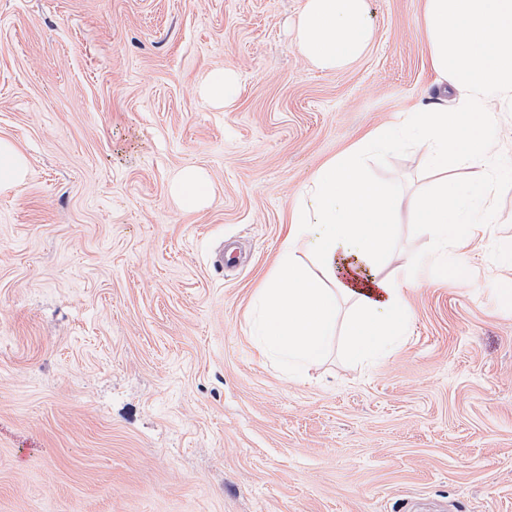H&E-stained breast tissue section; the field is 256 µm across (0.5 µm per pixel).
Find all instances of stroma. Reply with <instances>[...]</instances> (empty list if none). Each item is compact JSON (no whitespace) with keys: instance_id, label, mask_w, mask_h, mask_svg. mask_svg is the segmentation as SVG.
Here are the masks:
<instances>
[{"instance_id":"1","label":"stroma","mask_w":512,"mask_h":512,"mask_svg":"<svg viewBox=\"0 0 512 512\" xmlns=\"http://www.w3.org/2000/svg\"><path fill=\"white\" fill-rule=\"evenodd\" d=\"M305 2L0 0V138L28 161L0 193V512H512V170L464 279L398 224L389 273L429 271L385 358L339 334L294 378L254 334L315 170L460 97L425 0H366L371 41L335 70L296 44ZM216 66L241 84L223 109L195 91ZM486 110L512 159V102ZM190 166L212 200L186 213ZM477 173L416 143L366 168L408 194ZM170 193L182 211L192 212L203 208L211 197L207 173L198 167L182 169L173 179Z\"/></svg>"}]
</instances>
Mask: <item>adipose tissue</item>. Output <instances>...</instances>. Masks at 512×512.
I'll use <instances>...</instances> for the list:
<instances>
[{
  "mask_svg": "<svg viewBox=\"0 0 512 512\" xmlns=\"http://www.w3.org/2000/svg\"><path fill=\"white\" fill-rule=\"evenodd\" d=\"M430 55L439 77L463 94L455 106H424L412 135L428 145L427 160L440 167L449 154L481 167L465 182L445 181L430 194H398L369 180L365 155L395 144L393 131L375 133L313 174L303 204L292 214L274 275L261 290L264 302L258 333L280 359L296 368L316 366L336 334L337 303L352 299L356 312L346 325V354L355 363L388 352L408 323L406 293L423 278L424 263L390 277L393 229L408 221L429 225L453 248L481 238L487 210L490 121L485 104L512 97V0H426ZM298 45L318 68L348 65L368 46L366 0H306ZM170 193L181 210L206 206L207 173L198 167L178 172ZM316 256L320 270L299 265L297 246Z\"/></svg>",
  "mask_w": 512,
  "mask_h": 512,
  "instance_id": "adipose-tissue-1",
  "label": "adipose tissue"
}]
</instances>
